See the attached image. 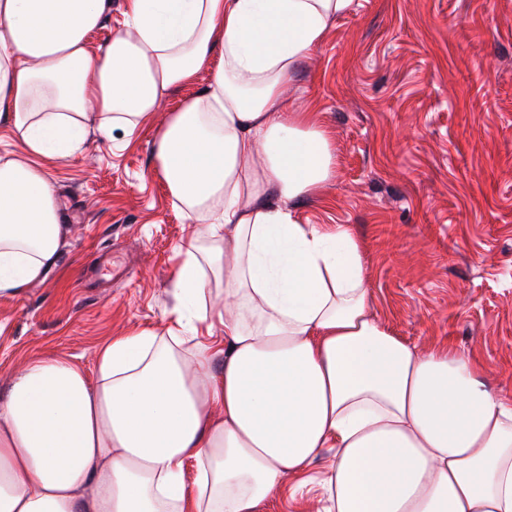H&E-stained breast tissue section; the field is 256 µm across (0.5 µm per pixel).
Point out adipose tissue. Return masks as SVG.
<instances>
[{
    "label": "adipose tissue",
    "instance_id": "obj_1",
    "mask_svg": "<svg viewBox=\"0 0 512 512\" xmlns=\"http://www.w3.org/2000/svg\"><path fill=\"white\" fill-rule=\"evenodd\" d=\"M353 0H0V295L43 281L67 229L40 162L133 137L204 69L152 153L200 237L175 250V319L111 337L94 373L36 355L0 393V512H262L317 479L321 512H512V399L474 358L418 350L370 309L362 243L299 223L336 174L320 113L284 86ZM110 2V7L100 27L91 36L93 48L108 43L112 35L124 26L126 0H111Z\"/></svg>",
    "mask_w": 512,
    "mask_h": 512
}]
</instances>
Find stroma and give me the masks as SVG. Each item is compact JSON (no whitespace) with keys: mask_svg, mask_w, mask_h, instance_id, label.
<instances>
[{"mask_svg":"<svg viewBox=\"0 0 512 512\" xmlns=\"http://www.w3.org/2000/svg\"><path fill=\"white\" fill-rule=\"evenodd\" d=\"M286 92L336 151L300 223L349 225L372 314L472 356L512 397V0H355ZM154 133L92 135L46 162L69 233L44 281L0 296V390L31 355L90 371L110 337L172 324L173 251L197 227L154 167Z\"/></svg>","mask_w":512,"mask_h":512,"instance_id":"1","label":"stroma"}]
</instances>
